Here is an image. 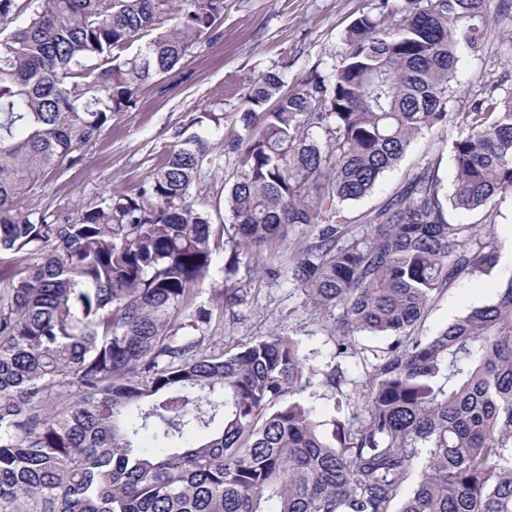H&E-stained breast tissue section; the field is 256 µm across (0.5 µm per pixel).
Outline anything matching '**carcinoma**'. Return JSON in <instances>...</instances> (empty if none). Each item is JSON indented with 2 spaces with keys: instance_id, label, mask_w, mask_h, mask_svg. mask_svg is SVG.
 <instances>
[{
  "instance_id": "carcinoma-1",
  "label": "carcinoma",
  "mask_w": 512,
  "mask_h": 512,
  "mask_svg": "<svg viewBox=\"0 0 512 512\" xmlns=\"http://www.w3.org/2000/svg\"><path fill=\"white\" fill-rule=\"evenodd\" d=\"M23 12L0 37V512H512V278L416 334L442 290L499 261L492 225L444 212L512 193V91L455 115L450 195L425 165L361 217L366 232L343 208L448 121L459 51H482L512 0H378L328 75L262 74L216 227L192 195L220 166L211 111L133 196L73 213L22 200L81 165L142 85L217 30L224 0H0L1 23ZM219 248L229 276L277 253L266 279L288 266L338 349L393 337L332 420L337 443L297 399L311 374L292 340L203 349L213 309L197 293Z\"/></svg>"
}]
</instances>
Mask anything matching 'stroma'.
I'll return each instance as SVG.
<instances>
[{
	"instance_id": "1",
	"label": "stroma",
	"mask_w": 512,
	"mask_h": 512,
	"mask_svg": "<svg viewBox=\"0 0 512 512\" xmlns=\"http://www.w3.org/2000/svg\"><path fill=\"white\" fill-rule=\"evenodd\" d=\"M374 0H224V20L218 38L202 40L169 73L142 87L136 104L116 114L111 124L86 152L82 165L48 177L25 208L45 207L78 211L94 206L114 193L134 194L151 170L162 163L177 133L189 129L200 112L220 106L225 113L224 133L211 138L214 153L223 157L208 177L211 198H223L225 177L234 156L224 149V139L238 128L246 89L264 72L277 69L287 80L312 70L324 71L337 63L345 48L344 34L351 22L372 11ZM512 72V42L502 31L492 32L485 53L461 52L449 113L467 111L472 98L504 73ZM461 130L455 122L425 129L411 143L397 167L386 172L374 190L346 204L351 219L387 202L417 168L432 164L444 192H451L455 175L453 141ZM452 224L492 221L500 247L497 266L464 275L431 303L417 333L431 336L471 310L495 302L502 286L512 278V252L505 247L512 237V193L498 197L489 213L447 210ZM279 335L297 344L312 382L301 394L315 407L331 437L334 411L348 412L355 384L364 380L387 348L386 336L357 337L354 347L339 353L298 288L288 283L258 281L247 301L225 310L214 320L205 349L235 352L265 336ZM341 376L337 387L326 386L329 373Z\"/></svg>"
}]
</instances>
